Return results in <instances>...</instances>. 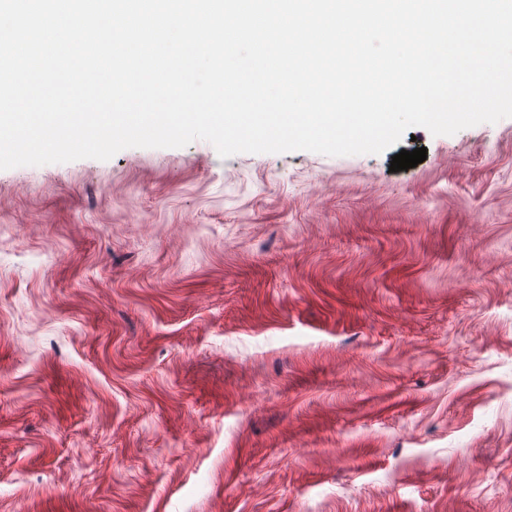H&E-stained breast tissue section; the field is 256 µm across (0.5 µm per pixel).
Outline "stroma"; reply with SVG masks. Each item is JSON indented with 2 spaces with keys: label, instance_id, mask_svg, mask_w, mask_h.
<instances>
[{
  "label": "stroma",
  "instance_id": "obj_1",
  "mask_svg": "<svg viewBox=\"0 0 512 512\" xmlns=\"http://www.w3.org/2000/svg\"><path fill=\"white\" fill-rule=\"evenodd\" d=\"M0 512H512V118L0 170Z\"/></svg>",
  "mask_w": 512,
  "mask_h": 512
}]
</instances>
